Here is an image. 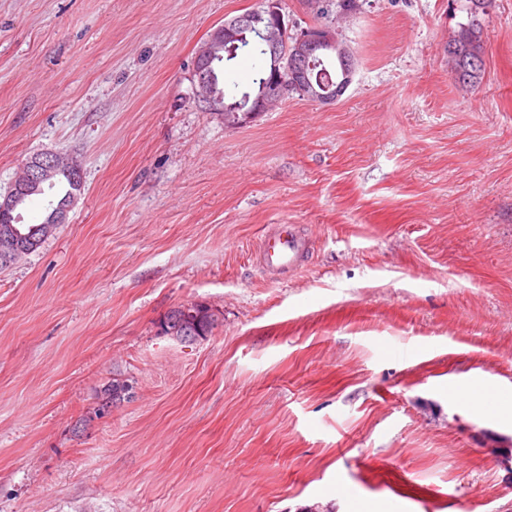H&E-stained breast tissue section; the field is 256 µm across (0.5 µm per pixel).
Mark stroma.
Returning a JSON list of instances; mask_svg holds the SVG:
<instances>
[{"mask_svg":"<svg viewBox=\"0 0 512 512\" xmlns=\"http://www.w3.org/2000/svg\"><path fill=\"white\" fill-rule=\"evenodd\" d=\"M260 4L0 0V194L41 151L85 186L0 270V512H512V426L450 395L512 401V0L471 92L467 0H361L345 94L232 129L196 53ZM276 224L302 270L257 264ZM191 302L212 335H159ZM471 6L468 12L467 23H462L451 35L453 37L455 50H448V65L456 84L462 88H472L480 83L484 73V52H483V22L482 16L486 15V9L492 0H469ZM476 62L477 68L472 63ZM462 74L457 77L459 69ZM128 381L130 380H121L114 378L105 387H103V389L100 392L101 402L99 403V406L95 412L96 416H99L100 414H103L106 411H110L112 406L121 403V401L129 399L127 398V390L129 387L132 386L128 383ZM490 386H492V384L483 381H472L454 388L451 395L454 398L464 400L471 410L480 411L487 401L486 399L489 396L488 388Z\"/></svg>","mask_w":512,"mask_h":512,"instance_id":"obj_1","label":"stroma"}]
</instances>
